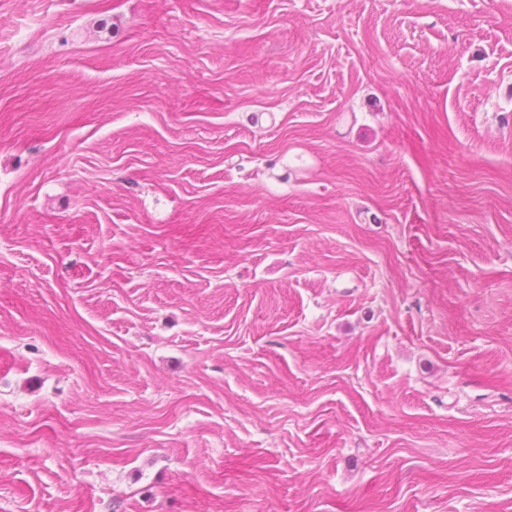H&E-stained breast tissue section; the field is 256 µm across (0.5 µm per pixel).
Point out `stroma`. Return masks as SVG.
I'll return each instance as SVG.
<instances>
[{
  "mask_svg": "<svg viewBox=\"0 0 512 512\" xmlns=\"http://www.w3.org/2000/svg\"><path fill=\"white\" fill-rule=\"evenodd\" d=\"M0 512H512V0H0Z\"/></svg>",
  "mask_w": 512,
  "mask_h": 512,
  "instance_id": "1",
  "label": "stroma"
}]
</instances>
